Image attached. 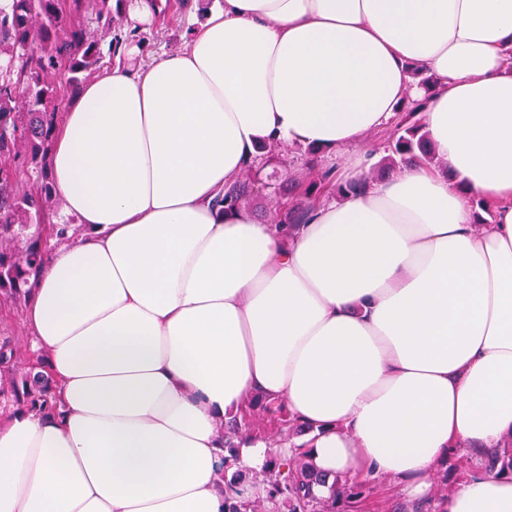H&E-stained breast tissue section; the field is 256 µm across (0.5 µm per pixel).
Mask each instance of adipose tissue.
Returning a JSON list of instances; mask_svg holds the SVG:
<instances>
[{
	"label": "adipose tissue",
	"instance_id": "ef3b65f1",
	"mask_svg": "<svg viewBox=\"0 0 512 512\" xmlns=\"http://www.w3.org/2000/svg\"><path fill=\"white\" fill-rule=\"evenodd\" d=\"M85 80L53 129L61 223L22 305L55 414L0 409V512H224L219 424L255 396L310 432L242 434L435 512H512L477 468L512 435V0H222L184 48ZM435 79L414 162L293 230L215 204L259 143L363 136ZM475 468L444 499L451 455Z\"/></svg>",
	"mask_w": 512,
	"mask_h": 512
}]
</instances>
